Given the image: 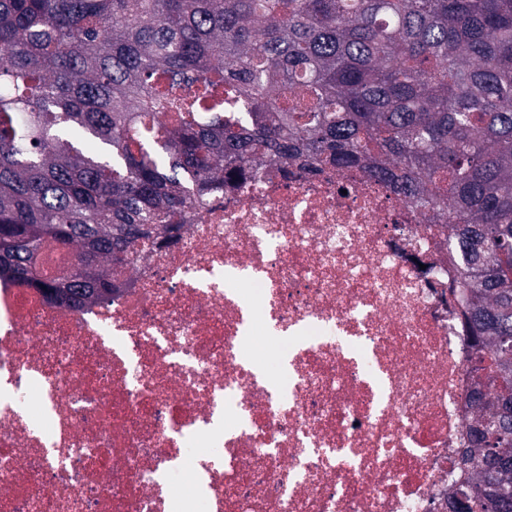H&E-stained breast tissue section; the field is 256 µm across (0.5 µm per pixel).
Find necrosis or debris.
Listing matches in <instances>:
<instances>
[{
	"label": "necrosis or debris",
	"instance_id": "4bbe7bcc",
	"mask_svg": "<svg viewBox=\"0 0 512 512\" xmlns=\"http://www.w3.org/2000/svg\"><path fill=\"white\" fill-rule=\"evenodd\" d=\"M461 267L359 170L247 167L110 301L0 281V512H447L493 389Z\"/></svg>",
	"mask_w": 512,
	"mask_h": 512
}]
</instances>
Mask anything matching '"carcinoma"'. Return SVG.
<instances>
[{"label": "carcinoma", "instance_id": "cac0c4a2", "mask_svg": "<svg viewBox=\"0 0 512 512\" xmlns=\"http://www.w3.org/2000/svg\"><path fill=\"white\" fill-rule=\"evenodd\" d=\"M358 168L441 211L493 381L458 512H512V0H0V280L73 308L224 187ZM75 244L45 285L49 242ZM47 259L56 264L53 274L48 275L43 270V260ZM74 264V251L71 247L59 243L45 246L38 257L37 277L44 283L56 282L63 275L69 273Z\"/></svg>", "mask_w": 512, "mask_h": 512}]
</instances>
